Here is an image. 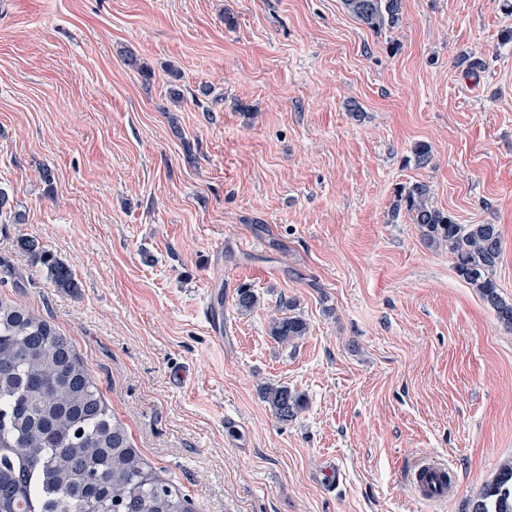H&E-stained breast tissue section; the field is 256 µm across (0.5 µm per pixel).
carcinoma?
<instances>
[{"label":"carcinoma","mask_w":512,"mask_h":512,"mask_svg":"<svg viewBox=\"0 0 512 512\" xmlns=\"http://www.w3.org/2000/svg\"><path fill=\"white\" fill-rule=\"evenodd\" d=\"M347 12L378 32L399 24L401 0H342ZM423 240L445 246L457 275L512 327V302L499 295L492 277L501 255L495 224H457L430 201V188L415 183L398 196ZM54 283L72 288L70 270L35 252ZM235 305L251 312L259 296L237 290ZM298 317H272L269 333L282 343L305 335ZM262 395L275 417L293 419L302 396L269 384ZM191 512L176 488L161 481L112 415L71 342L33 313L0 297V512ZM471 512H512V462L499 468Z\"/></svg>","instance_id":"cac0c4a2"}]
</instances>
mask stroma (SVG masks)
I'll list each match as a JSON object with an SVG mask.
<instances>
[{"instance_id": "stroma-1", "label": "stroma", "mask_w": 512, "mask_h": 512, "mask_svg": "<svg viewBox=\"0 0 512 512\" xmlns=\"http://www.w3.org/2000/svg\"><path fill=\"white\" fill-rule=\"evenodd\" d=\"M509 29L506 0H402L379 32L342 0H0V297L68 338L193 512H468L512 460V329L393 210L421 182L498 225L512 300ZM425 456L446 503L410 490ZM28 250L34 254L35 259L47 266L54 283L61 288L73 287L74 283L71 278L70 270L62 263L53 259L45 252L36 253L35 245L29 244ZM307 324L298 317H272L269 321V333L282 343H292L304 336ZM262 395L275 417L281 421L292 420L304 407L302 396L293 393L287 386L266 385ZM408 481L418 500L441 504L448 500L454 475L448 466L424 459L412 467Z\"/></svg>"}]
</instances>
